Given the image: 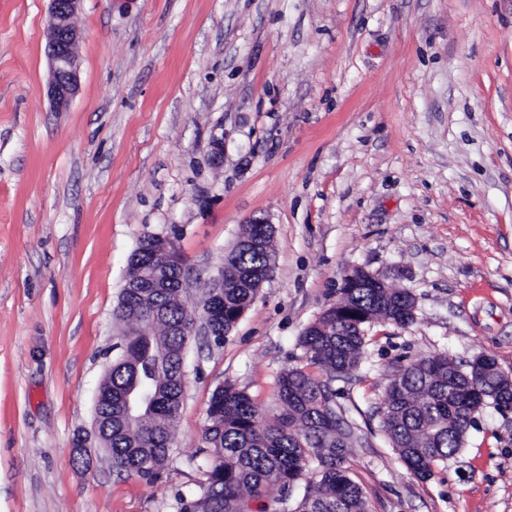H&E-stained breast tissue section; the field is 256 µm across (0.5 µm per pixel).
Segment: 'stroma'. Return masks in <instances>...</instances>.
Here are the masks:
<instances>
[{
    "mask_svg": "<svg viewBox=\"0 0 512 512\" xmlns=\"http://www.w3.org/2000/svg\"><path fill=\"white\" fill-rule=\"evenodd\" d=\"M74 23L79 91L55 112L49 0H0V512H177L213 390L271 406L355 268L417 301L334 384L369 512H512V410L476 413L426 479L375 415L401 361L512 374V0H81ZM256 217L274 273L223 341H190L160 478L78 464L140 237L176 238L203 280Z\"/></svg>",
    "mask_w": 512,
    "mask_h": 512,
    "instance_id": "35a3bbf8",
    "label": "stroma"
}]
</instances>
